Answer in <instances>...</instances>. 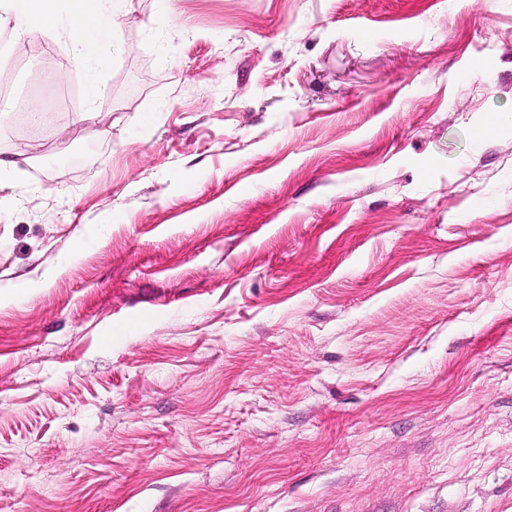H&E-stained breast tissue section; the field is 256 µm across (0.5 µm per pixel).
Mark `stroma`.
Listing matches in <instances>:
<instances>
[{"label":"stroma","mask_w":512,"mask_h":512,"mask_svg":"<svg viewBox=\"0 0 512 512\" xmlns=\"http://www.w3.org/2000/svg\"><path fill=\"white\" fill-rule=\"evenodd\" d=\"M115 24L0 54V512H512V0ZM105 0H72L71 20L64 33L67 36L66 56L73 62L89 59V54L107 42L113 50L122 49L112 23L105 20L102 2Z\"/></svg>","instance_id":"stroma-1"}]
</instances>
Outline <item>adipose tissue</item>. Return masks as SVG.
I'll return each mask as SVG.
<instances>
[{
    "label": "adipose tissue",
    "mask_w": 512,
    "mask_h": 512,
    "mask_svg": "<svg viewBox=\"0 0 512 512\" xmlns=\"http://www.w3.org/2000/svg\"><path fill=\"white\" fill-rule=\"evenodd\" d=\"M103 0H71V20L67 36V57L74 62L88 59L101 43L121 49L122 43L111 23L102 13ZM58 0H0V17L19 16L20 21L12 33L14 45H21L35 34L56 38V29L50 22L57 13Z\"/></svg>",
    "instance_id": "ef3b65f1"
}]
</instances>
